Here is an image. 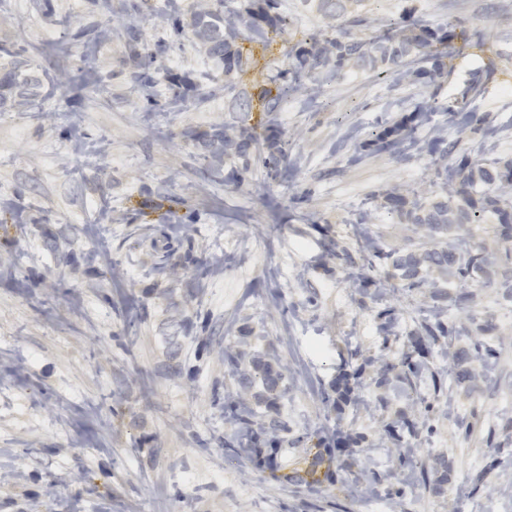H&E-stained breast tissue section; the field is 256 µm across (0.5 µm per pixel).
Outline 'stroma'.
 Instances as JSON below:
<instances>
[{
	"mask_svg": "<svg viewBox=\"0 0 512 512\" xmlns=\"http://www.w3.org/2000/svg\"><path fill=\"white\" fill-rule=\"evenodd\" d=\"M132 2L0 0V68L27 59L40 83L26 110L0 111V469L19 474L0 512H512V263L406 288L387 255L428 238L384 202L441 192L432 141L512 160V0H359L363 40L407 16L468 45L447 74L354 64L275 112L259 92L291 48L349 35L334 8L281 0L285 25L244 42L254 63L228 86L192 36L199 0ZM220 127L256 136L249 167L211 162ZM438 319L456 331L412 375L402 361ZM244 331L288 371L276 471L224 408V348ZM343 370L359 373L351 398L331 400ZM346 433L367 438L352 471L292 481L306 449ZM406 450L418 467L398 464Z\"/></svg>",
	"mask_w": 512,
	"mask_h": 512,
	"instance_id": "1",
	"label": "stroma"
}]
</instances>
